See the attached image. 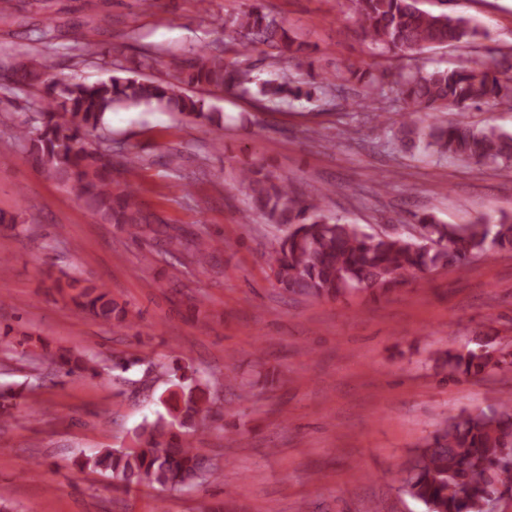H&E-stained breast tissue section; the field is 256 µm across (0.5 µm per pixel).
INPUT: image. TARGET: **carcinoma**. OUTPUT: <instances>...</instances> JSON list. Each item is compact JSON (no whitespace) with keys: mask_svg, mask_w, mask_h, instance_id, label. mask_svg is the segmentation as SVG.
<instances>
[{"mask_svg":"<svg viewBox=\"0 0 512 512\" xmlns=\"http://www.w3.org/2000/svg\"><path fill=\"white\" fill-rule=\"evenodd\" d=\"M421 0H344L341 6L359 23L375 54L392 63L434 47H467V64L454 69L400 67L393 79L376 62L349 66L336 76L323 74L305 85L288 80V67L314 70L306 43L291 34L275 17L255 3L228 16L224 28L236 34L240 49L228 59L219 45L199 49L168 64L171 79H153L148 53L122 66L106 80L85 83L57 72L50 56L27 49L3 75L19 91L41 94V112L34 122L17 124V139L30 162L64 186L105 224H115L134 237H145L159 250L179 252L201 265L217 263L215 245L198 235L164 223L147 212L135 189L121 174L140 162L137 154L115 159L112 140L101 135L105 118L116 109L165 107L203 122L213 108L188 93L224 90L248 94L256 110L267 104L303 96L332 95L336 78L361 85L355 101L360 110L402 100L415 112H456L451 121L436 119L427 125L404 121L393 133L395 149H423L439 159L453 157L479 166L512 169V134L494 126L476 127L463 116L471 109L512 107V56L492 58L482 52L487 31L477 19L430 12ZM270 68L259 77L258 64ZM251 190L253 209L270 224L285 227L270 260L276 284L313 298L334 297L351 291H389L425 269H464L475 257L512 251V214L482 218L472 224H440L434 216L418 219L422 238L390 232H368L324 213L321 198L302 200L288 179L262 167L239 174ZM58 288L74 291L73 303L93 318L115 327H127V311L118 306L102 285L74 277L55 280ZM436 365L448 377H475L488 372L512 373V352L481 340L465 351L434 353ZM64 376L99 374L95 357L59 355L55 361ZM157 375L173 387L162 400L166 414L145 420L130 435L125 449L103 448L79 460L83 469L120 478L124 487L147 486L182 492L220 466L202 455L194 444L197 417L211 402L212 390L223 378L200 374L190 364L155 365ZM512 448V399L501 400L488 411L461 412L445 420L420 444L407 468L405 492L422 502L427 512H483L488 494L512 492V464L503 453Z\"/></svg>","mask_w":512,"mask_h":512,"instance_id":"carcinoma-1","label":"carcinoma"}]
</instances>
